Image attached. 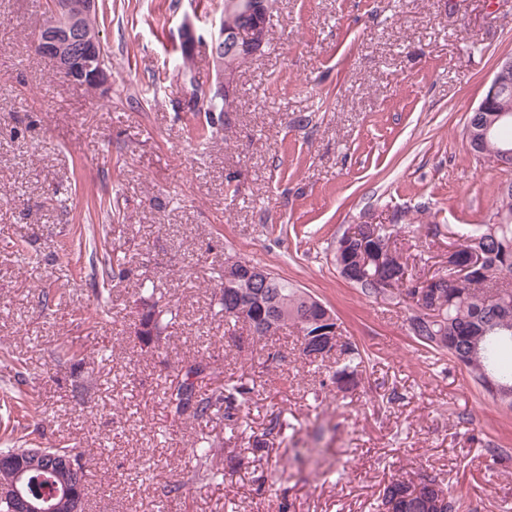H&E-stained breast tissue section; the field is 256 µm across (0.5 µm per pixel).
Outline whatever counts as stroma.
Masks as SVG:
<instances>
[{"mask_svg": "<svg viewBox=\"0 0 512 512\" xmlns=\"http://www.w3.org/2000/svg\"><path fill=\"white\" fill-rule=\"evenodd\" d=\"M222 2L98 0L102 97L35 54L43 0H0V352L25 360L0 364V388L42 403L17 435L85 454L84 512H372L392 475L419 471L474 512H512V410L414 340L409 297L363 293L333 261L349 228L421 207L396 244L429 276L461 228L488 222L512 166L474 154L464 128L512 55V0H277L268 48L202 145L173 60ZM116 254L130 278L112 277ZM228 256L332 308L368 359L354 388L321 387L332 364L305 359L296 329L256 344L225 325ZM144 279L179 310L149 348ZM181 361L252 387L237 422L173 416ZM202 437L219 476L191 485Z\"/></svg>", "mask_w": 512, "mask_h": 512, "instance_id": "1", "label": "stroma"}]
</instances>
